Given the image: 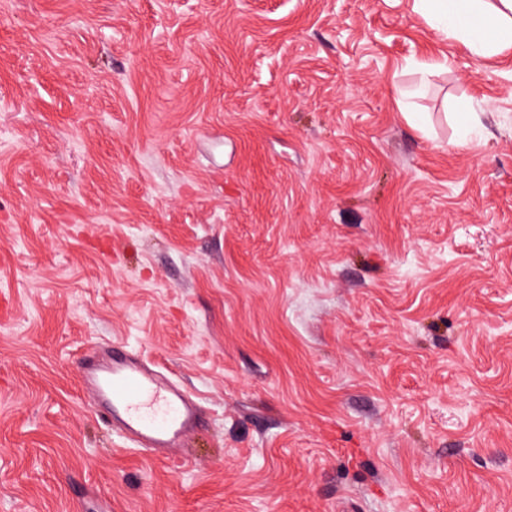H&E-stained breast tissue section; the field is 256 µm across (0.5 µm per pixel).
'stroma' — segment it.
<instances>
[{"label": "stroma", "mask_w": 512, "mask_h": 512, "mask_svg": "<svg viewBox=\"0 0 512 512\" xmlns=\"http://www.w3.org/2000/svg\"><path fill=\"white\" fill-rule=\"evenodd\" d=\"M93 342L197 397L188 448L91 408ZM0 512H512V50L415 0H0Z\"/></svg>", "instance_id": "35a3bbf8"}]
</instances>
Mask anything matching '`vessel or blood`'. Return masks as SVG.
Segmentation results:
<instances>
[{
  "label": "vessel or blood",
  "mask_w": 512,
  "mask_h": 512,
  "mask_svg": "<svg viewBox=\"0 0 512 512\" xmlns=\"http://www.w3.org/2000/svg\"><path fill=\"white\" fill-rule=\"evenodd\" d=\"M82 386L114 428L150 452L182 447L201 426L196 400L121 348L91 346Z\"/></svg>",
  "instance_id": "1"
}]
</instances>
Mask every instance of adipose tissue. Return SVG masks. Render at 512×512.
<instances>
[{
    "label": "adipose tissue",
    "instance_id": "1",
    "mask_svg": "<svg viewBox=\"0 0 512 512\" xmlns=\"http://www.w3.org/2000/svg\"><path fill=\"white\" fill-rule=\"evenodd\" d=\"M432 27L479 58L512 48V0H418Z\"/></svg>",
    "mask_w": 512,
    "mask_h": 512
}]
</instances>
